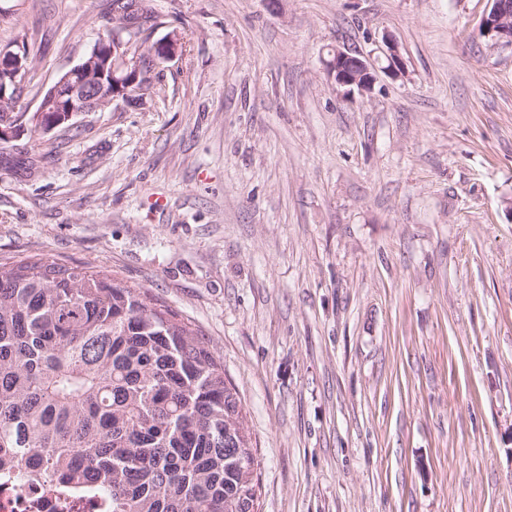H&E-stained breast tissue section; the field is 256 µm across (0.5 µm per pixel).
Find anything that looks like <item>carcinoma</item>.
Segmentation results:
<instances>
[{"label":"carcinoma","mask_w":512,"mask_h":512,"mask_svg":"<svg viewBox=\"0 0 512 512\" xmlns=\"http://www.w3.org/2000/svg\"><path fill=\"white\" fill-rule=\"evenodd\" d=\"M113 32L154 87L158 61L113 0ZM22 117L19 89L0 119ZM258 457L237 391L191 324L104 270L0 262V473L104 512H258Z\"/></svg>","instance_id":"1"}]
</instances>
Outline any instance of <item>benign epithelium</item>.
Here are the masks:
<instances>
[{
	"label": "benign epithelium",
	"mask_w": 512,
	"mask_h": 512,
	"mask_svg": "<svg viewBox=\"0 0 512 512\" xmlns=\"http://www.w3.org/2000/svg\"><path fill=\"white\" fill-rule=\"evenodd\" d=\"M487 35L499 43L512 46V3L493 0L490 12L483 20ZM182 39L167 36L155 45L159 54L172 60L180 53ZM21 58L4 52L0 54V72L11 77L12 85L22 76ZM327 72L337 85L352 92L370 89L374 75L364 58L337 49L327 63ZM139 74L132 71L121 49L101 40L90 55L80 64L68 70L51 89L49 96L55 101L54 111L62 113L67 122L76 112H94L109 105L123 93L122 86L137 83Z\"/></svg>",
	"instance_id": "1"
}]
</instances>
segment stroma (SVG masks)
<instances>
[{
	"label": "stroma",
	"mask_w": 512,
	"mask_h": 512,
	"mask_svg": "<svg viewBox=\"0 0 512 512\" xmlns=\"http://www.w3.org/2000/svg\"><path fill=\"white\" fill-rule=\"evenodd\" d=\"M492 0H153V93L0 149V261L110 272L236 389L259 512H512V47ZM112 0H0L23 102ZM402 73L386 72V40ZM375 80L346 94L336 49ZM492 2L490 12L483 20L484 31L497 42L512 46V5L507 0ZM6 49L14 52L17 55H20L21 58L23 59V65H25L26 70L28 68V72L31 71L33 62L32 60H29L28 53L24 44H22L21 47L17 45V48L14 50L9 48ZM21 58L19 56L7 52H3L2 54H0V73L1 71H6L8 75L11 77L13 86L17 85V80L20 76H22L23 67L21 65ZM26 70H24V72H26Z\"/></svg>",
	"instance_id": "stroma-1"
}]
</instances>
